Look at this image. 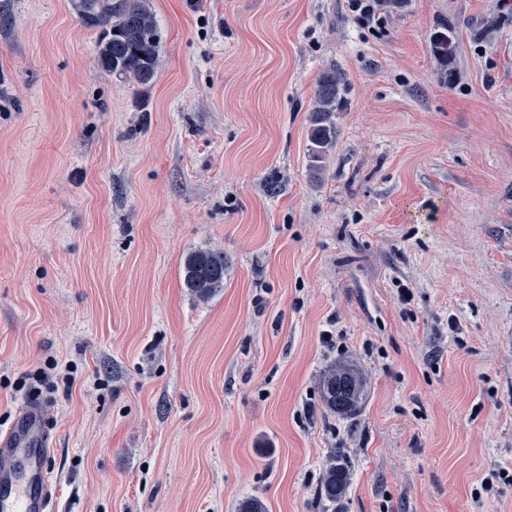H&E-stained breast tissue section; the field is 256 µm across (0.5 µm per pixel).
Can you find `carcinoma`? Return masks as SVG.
I'll return each mask as SVG.
<instances>
[{
  "label": "carcinoma",
  "instance_id": "carcinoma-1",
  "mask_svg": "<svg viewBox=\"0 0 512 512\" xmlns=\"http://www.w3.org/2000/svg\"><path fill=\"white\" fill-rule=\"evenodd\" d=\"M73 6L84 27L99 31L96 59L101 69L140 85L152 82L161 35L146 0H73ZM341 90L342 81L334 72L322 74L317 82L308 154L315 170L321 168L336 142L334 112L341 101ZM183 284L197 301L208 302L224 287V252H189L183 261ZM319 389L325 408L340 417L356 415L367 397L364 376L349 364L325 370ZM349 483L346 464L332 458L322 476L320 496L334 504L345 496Z\"/></svg>",
  "mask_w": 512,
  "mask_h": 512
}]
</instances>
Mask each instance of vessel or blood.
<instances>
[{"instance_id": "1", "label": "vessel or blood", "mask_w": 512, "mask_h": 512, "mask_svg": "<svg viewBox=\"0 0 512 512\" xmlns=\"http://www.w3.org/2000/svg\"><path fill=\"white\" fill-rule=\"evenodd\" d=\"M52 447L45 406L26 404L17 423L0 433V512H55Z\"/></svg>"}]
</instances>
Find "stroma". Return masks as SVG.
I'll return each mask as SVG.
<instances>
[{
    "label": "stroma",
    "instance_id": "stroma-1",
    "mask_svg": "<svg viewBox=\"0 0 512 512\" xmlns=\"http://www.w3.org/2000/svg\"><path fill=\"white\" fill-rule=\"evenodd\" d=\"M148 4L142 86L72 0H0V432L19 381L73 371L41 393L57 512H512V8L406 0L375 32L345 0ZM339 363L351 419L320 398ZM342 81L335 72L323 73L315 90V107L309 128L310 166L319 170L336 142L334 112L340 103ZM184 287L197 299L208 302L224 287V253L216 249L189 252L183 261ZM319 389L325 408L340 417L356 415L367 397V382L362 373L349 364L328 368L319 379ZM350 483L348 467L342 459L331 458L326 465L320 485V496L325 501L336 504L342 499Z\"/></svg>",
    "mask_w": 512,
    "mask_h": 512
}]
</instances>
